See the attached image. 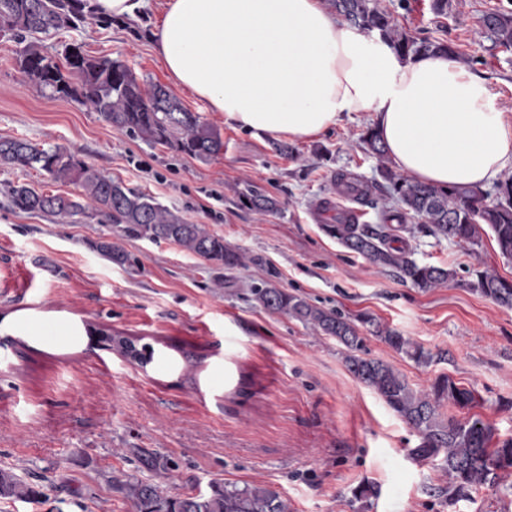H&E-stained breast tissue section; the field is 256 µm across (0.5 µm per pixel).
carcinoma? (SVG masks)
Here are the masks:
<instances>
[{
    "instance_id": "cac0c4a2",
    "label": "carcinoma",
    "mask_w": 512,
    "mask_h": 512,
    "mask_svg": "<svg viewBox=\"0 0 512 512\" xmlns=\"http://www.w3.org/2000/svg\"><path fill=\"white\" fill-rule=\"evenodd\" d=\"M332 11L348 24L376 32L402 58L420 54H443L457 62H469L451 43L418 38L399 27L379 0H328ZM94 21L110 28L113 20L98 17L90 0H0V33H9L25 43L15 58L30 82L60 97H74L89 111L99 114L113 130L136 136L148 144L173 146L186 155L208 160L224 151L217 128L191 112L161 85L145 90L132 69L121 59L88 54L83 44L68 43L64 62L45 52L35 34L62 28L78 29ZM483 34L496 47L512 49V8L494 9L481 17ZM365 149L378 161L381 181L374 186L336 174L339 192L355 195L361 204L375 205L372 188L385 192L386 203L379 223L356 222L341 212L325 231L348 250L366 258L382 270L396 274L403 282L421 290L441 288L457 277L456 270L421 263L397 232H413L408 222L423 221L419 231L437 240L477 245L490 230L500 254L512 259V176L500 180L494 191L479 186L439 187L414 181L389 164L386 149L376 129L361 136ZM0 165L17 169H38L50 180L80 188L75 197L49 194L26 184L5 189L12 206L20 211L53 218L94 220L106 226L118 239L137 238L170 242L184 251L226 269L245 264L240 248L224 242L204 224H195L180 212L160 204L154 197L125 185L75 158L60 146L38 148L22 139L0 138ZM243 202L264 215L276 209V202L251 188L240 193ZM99 250L113 262L123 264L126 252L112 241H101ZM469 288L497 305L512 309V279L488 270L473 273ZM256 305L283 314L331 336L346 349L347 370L374 389L386 405L416 433L419 444L411 449L421 460L442 458L448 487L441 489L448 503L466 498L472 489L491 483L498 472H512V438L491 447L493 428L479 418L445 417L441 407L448 403L469 409L474 392L440 374L423 390L413 389L392 365L360 355L364 338L357 326L337 310H326L290 293L268 280L249 289ZM362 322L373 327L374 335L416 363L429 365L433 354L398 331L370 317ZM112 348L140 367L153 360L148 344L138 345L126 336L112 337ZM112 487L129 500L135 512H289L279 495L261 486L214 482L202 495L163 493L155 482L128 477L112 479ZM40 492L15 473L0 469V498L35 501Z\"/></svg>"
}]
</instances>
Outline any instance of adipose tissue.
Returning a JSON list of instances; mask_svg holds the SVG:
<instances>
[{"label": "adipose tissue", "instance_id": "adipose-tissue-1", "mask_svg": "<svg viewBox=\"0 0 512 512\" xmlns=\"http://www.w3.org/2000/svg\"><path fill=\"white\" fill-rule=\"evenodd\" d=\"M152 35L173 87L226 125L304 142L368 112L414 180L484 187L512 166V117L485 79L441 55L401 60L323 0H166Z\"/></svg>", "mask_w": 512, "mask_h": 512}]
</instances>
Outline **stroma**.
Wrapping results in <instances>:
<instances>
[{"label":"stroma","mask_w":512,"mask_h":512,"mask_svg":"<svg viewBox=\"0 0 512 512\" xmlns=\"http://www.w3.org/2000/svg\"><path fill=\"white\" fill-rule=\"evenodd\" d=\"M417 37L452 42L468 70L492 83L497 106L512 116V49L480 30L484 11L507 0H454L433 13L430 0H380ZM160 16L146 10L111 28L88 23L42 43L53 57L64 44L124 60L144 85L169 80L151 42ZM20 46L0 36V138L39 147L62 145L128 187L180 211L253 261L218 268L168 242L121 239L129 260L118 265L97 248L106 228L12 209V183L74 195L37 170L0 166V469L34 484L39 502L0 499V512H135L112 488L116 476L155 480L149 456L167 460L165 494H206L212 482L277 492L290 512H505L512 491L487 486L450 504L434 494L447 478L436 463L415 459L418 439L370 387L346 369L336 339L256 306L251 285L274 281L325 309L359 319L363 357L386 362L416 389L440 374L473 389L477 404L447 415L477 417L495 440L512 437V309L463 285L491 269L512 278L492 234L470 246L415 233L418 261L456 269L459 284L421 290L371 265L328 236L330 195L339 172L378 178L377 162L359 145L369 125L353 112L320 138L297 143L298 158L273 140L224 125L187 94L179 99L219 129L224 150L201 161L112 129L70 98L30 85L15 64ZM278 200L257 214L242 204L245 188ZM373 317L438 354L420 365L373 335ZM143 337L154 348L147 367L95 346L98 331ZM364 483L379 495L352 491Z\"/></svg>","instance_id":"35a3bbf8"}]
</instances>
